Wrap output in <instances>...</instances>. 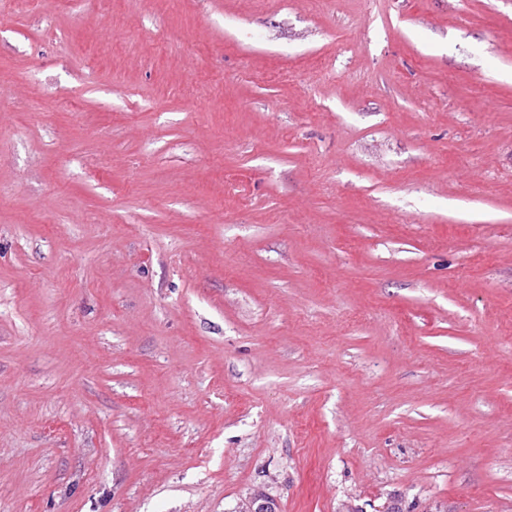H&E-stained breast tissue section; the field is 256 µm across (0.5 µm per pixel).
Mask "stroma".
Here are the masks:
<instances>
[{
    "label": "stroma",
    "instance_id": "35a3bbf8",
    "mask_svg": "<svg viewBox=\"0 0 512 512\" xmlns=\"http://www.w3.org/2000/svg\"><path fill=\"white\" fill-rule=\"evenodd\" d=\"M512 512V0H0V512Z\"/></svg>",
    "mask_w": 512,
    "mask_h": 512
}]
</instances>
